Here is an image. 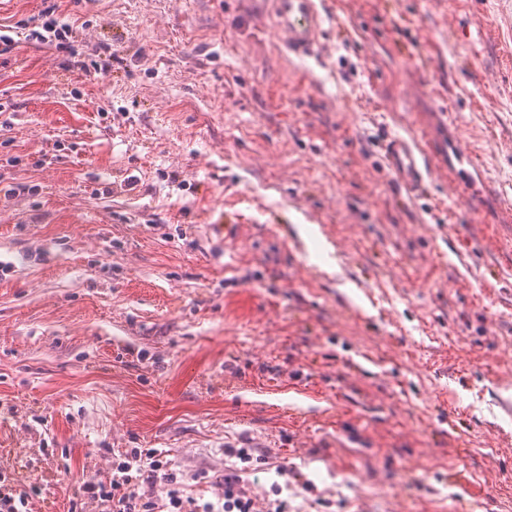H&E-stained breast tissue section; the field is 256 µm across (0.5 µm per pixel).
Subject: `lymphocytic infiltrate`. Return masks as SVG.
I'll return each mask as SVG.
<instances>
[{
	"mask_svg": "<svg viewBox=\"0 0 512 512\" xmlns=\"http://www.w3.org/2000/svg\"><path fill=\"white\" fill-rule=\"evenodd\" d=\"M225 457L237 459L224 473L221 506L199 502L185 495L177 471L157 449H131L112 463L109 485L89 479L80 486L81 497L96 501L101 512H255L248 475L255 458L251 449L228 447ZM163 483L164 495H156L153 485Z\"/></svg>",
	"mask_w": 512,
	"mask_h": 512,
	"instance_id": "f902f5d3",
	"label": "lymphocytic infiltrate"
}]
</instances>
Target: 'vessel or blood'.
<instances>
[{
  "label": "vessel or blood",
  "instance_id": "b4317fda",
  "mask_svg": "<svg viewBox=\"0 0 512 512\" xmlns=\"http://www.w3.org/2000/svg\"><path fill=\"white\" fill-rule=\"evenodd\" d=\"M268 2L274 27L284 35L289 53L300 59L316 56L321 49L324 22L319 0ZM381 150L390 177L407 194L422 192L435 169V148L413 138L392 135L385 139Z\"/></svg>",
  "mask_w": 512,
  "mask_h": 512
}]
</instances>
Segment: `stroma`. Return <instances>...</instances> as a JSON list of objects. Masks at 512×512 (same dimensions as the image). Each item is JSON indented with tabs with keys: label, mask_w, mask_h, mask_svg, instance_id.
Here are the masks:
<instances>
[{
	"label": "stroma",
	"mask_w": 512,
	"mask_h": 512,
	"mask_svg": "<svg viewBox=\"0 0 512 512\" xmlns=\"http://www.w3.org/2000/svg\"><path fill=\"white\" fill-rule=\"evenodd\" d=\"M324 2L300 61L263 0H0V475L27 512L130 448L214 501L229 446L258 512L281 466L290 512H512V0ZM443 112L472 181L404 201L380 145Z\"/></svg>",
	"instance_id": "1"
}]
</instances>
